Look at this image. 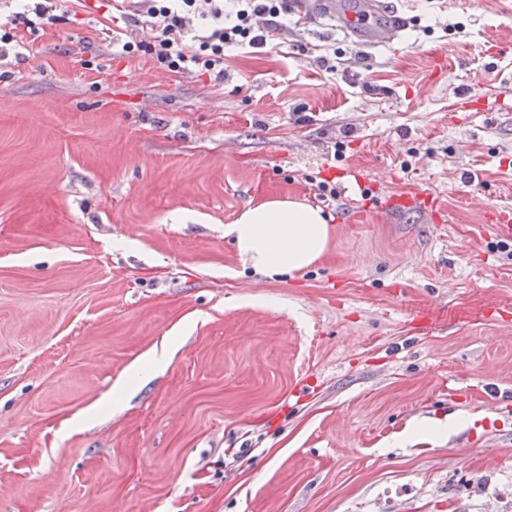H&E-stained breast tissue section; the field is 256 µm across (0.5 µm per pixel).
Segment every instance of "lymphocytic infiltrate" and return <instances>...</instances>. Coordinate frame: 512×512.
I'll return each instance as SVG.
<instances>
[{"label": "lymphocytic infiltrate", "mask_w": 512, "mask_h": 512, "mask_svg": "<svg viewBox=\"0 0 512 512\" xmlns=\"http://www.w3.org/2000/svg\"><path fill=\"white\" fill-rule=\"evenodd\" d=\"M235 17L224 18V0H112L120 17L150 30L147 40L125 42V54L151 55L167 71H194L210 80H224L226 49H262L288 0H233Z\"/></svg>", "instance_id": "lymphocytic-infiltrate-1"}]
</instances>
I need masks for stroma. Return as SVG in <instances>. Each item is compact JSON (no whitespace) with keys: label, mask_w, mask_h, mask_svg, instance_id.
<instances>
[{"label":"stroma","mask_w":512,"mask_h":512,"mask_svg":"<svg viewBox=\"0 0 512 512\" xmlns=\"http://www.w3.org/2000/svg\"><path fill=\"white\" fill-rule=\"evenodd\" d=\"M397 6L388 47L292 21L217 83L0 0V512H512V0ZM274 195L333 227L279 281L224 236ZM176 349V346L167 343L164 344L159 351L155 349L149 353H146L142 358L137 360L132 365L131 373L129 374V376L124 380L118 381L113 386V390H121L127 384L128 380L131 378L132 375L138 374L143 369L149 366L161 368L162 366L167 365L171 361Z\"/></svg>","instance_id":"obj_1"}]
</instances>
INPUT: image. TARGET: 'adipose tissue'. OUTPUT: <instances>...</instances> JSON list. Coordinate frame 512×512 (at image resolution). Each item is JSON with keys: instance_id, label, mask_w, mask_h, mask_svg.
Masks as SVG:
<instances>
[{"instance_id": "adipose-tissue-1", "label": "adipose tissue", "mask_w": 512, "mask_h": 512, "mask_svg": "<svg viewBox=\"0 0 512 512\" xmlns=\"http://www.w3.org/2000/svg\"><path fill=\"white\" fill-rule=\"evenodd\" d=\"M224 234L243 266L273 279L315 266L328 250L332 227L320 207L273 197L247 206Z\"/></svg>"}]
</instances>
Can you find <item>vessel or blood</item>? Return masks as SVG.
I'll list each match as a JSON object with an SVG mask.
<instances>
[{
  "instance_id": "1",
  "label": "vessel or blood",
  "mask_w": 512,
  "mask_h": 512,
  "mask_svg": "<svg viewBox=\"0 0 512 512\" xmlns=\"http://www.w3.org/2000/svg\"><path fill=\"white\" fill-rule=\"evenodd\" d=\"M303 25L326 18L355 45L384 47L397 39L406 20L386 0H296Z\"/></svg>"
}]
</instances>
